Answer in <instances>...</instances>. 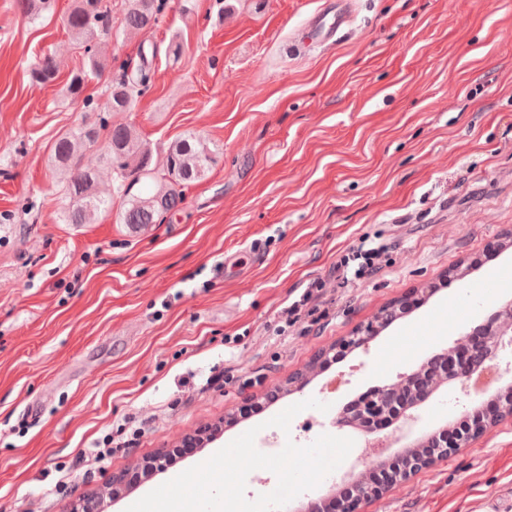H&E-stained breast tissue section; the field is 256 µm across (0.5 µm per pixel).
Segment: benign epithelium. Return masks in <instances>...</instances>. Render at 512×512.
<instances>
[{
	"instance_id": "1",
	"label": "benign epithelium",
	"mask_w": 512,
	"mask_h": 512,
	"mask_svg": "<svg viewBox=\"0 0 512 512\" xmlns=\"http://www.w3.org/2000/svg\"><path fill=\"white\" fill-rule=\"evenodd\" d=\"M512 352V299L498 304L491 317L484 323L463 334L460 339L435 353L420 366L401 373L389 384L370 391L347 407V412L336 420L342 427H352L370 437L387 428L401 430L416 422V411L431 400L443 388L459 386L467 388L469 383L493 370L498 378L512 377V360L504 361L506 353ZM495 412L487 418L474 421L469 438L481 436L491 427V422L512 416V384L493 393ZM411 448L448 447V427H441L414 439ZM170 448L156 450L153 461L147 465L136 462L127 471L112 476V497H117L132 485L129 474L139 468L159 470L166 465ZM400 455L381 457L376 467L385 472L376 484L364 485L353 479L340 494L330 492L318 498H309L301 503L297 512H363V507L373 497L416 475L433 465L439 457L427 453L418 456L415 463L403 472V478L389 474Z\"/></svg>"
}]
</instances>
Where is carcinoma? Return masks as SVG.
Here are the masks:
<instances>
[{"mask_svg": "<svg viewBox=\"0 0 512 512\" xmlns=\"http://www.w3.org/2000/svg\"><path fill=\"white\" fill-rule=\"evenodd\" d=\"M124 29L152 30L165 16L167 0H125ZM15 6L27 17H37L51 9V0H15ZM65 27L84 57L83 66L70 73L64 85L65 96L83 102L96 120L56 134L50 146V164L59 178L65 198L68 224H90L101 212L111 209L112 200L97 190L100 172L81 165L82 156L93 149L112 177L113 193L124 199L118 221L131 230L159 224L184 199L192 184L205 178L214 162V150L204 139L189 133L172 143L162 165L153 162L150 144L135 125L117 119L132 111L135 98L148 92L154 79L153 62L158 47L142 42L138 61L114 60L115 80L106 86L102 104L84 95L87 83L103 75L106 44L112 38V15L104 0H75L64 21ZM60 62L51 53L42 54L30 70L37 84L54 82Z\"/></svg>", "mask_w": 512, "mask_h": 512, "instance_id": "obj_1", "label": "carcinoma"}]
</instances>
